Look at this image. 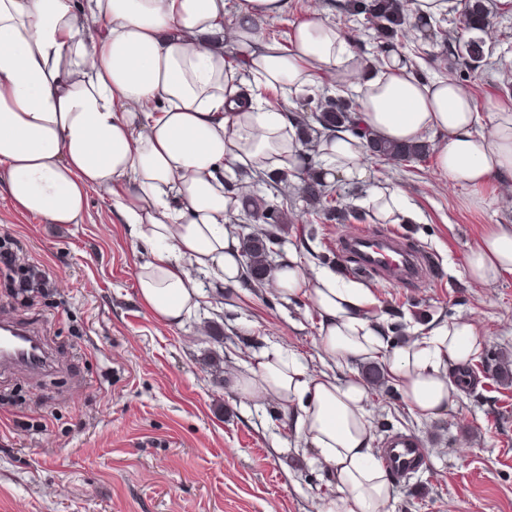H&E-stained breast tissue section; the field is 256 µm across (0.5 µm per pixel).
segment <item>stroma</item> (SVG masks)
Wrapping results in <instances>:
<instances>
[{"label":"stroma","mask_w":512,"mask_h":512,"mask_svg":"<svg viewBox=\"0 0 512 512\" xmlns=\"http://www.w3.org/2000/svg\"><path fill=\"white\" fill-rule=\"evenodd\" d=\"M338 0H290L288 13L260 21L287 42L311 8L355 35L357 54L379 52L372 31L345 17ZM478 73L456 72L478 112L512 106L501 60H512V0H483ZM363 180L336 178L362 206L376 188L397 187L416 220L391 225L316 224L301 198L286 210L278 257L334 271L367 292L381 324L401 321L405 337L453 318L475 321L484 346L464 365L447 414L416 417L391 381L369 391L371 446L388 436L419 439L427 466L394 482L388 512H512V275L486 287L466 273L487 225L512 223V195L486 185L481 203L465 186L440 179L435 154L403 164L365 159ZM362 229L401 233L429 264L426 281L391 283L344 266L336 244ZM0 248L38 269L42 287L21 292L0 273V314L37 327L54 364L41 372L0 371V512H317L335 489L307 438L294 430L293 405L247 400L231 378L254 355L279 348L321 369L317 314L303 297L283 302L247 280L206 287L207 302L180 325L154 318L135 288L151 246L132 235L108 202L90 194L81 224H47L17 213L0 190Z\"/></svg>","instance_id":"obj_1"}]
</instances>
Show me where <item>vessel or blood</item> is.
Masks as SVG:
<instances>
[{
  "label": "vessel or blood",
  "instance_id": "b4317fda",
  "mask_svg": "<svg viewBox=\"0 0 512 512\" xmlns=\"http://www.w3.org/2000/svg\"><path fill=\"white\" fill-rule=\"evenodd\" d=\"M343 250L354 259L357 268L370 274H386L406 281L417 280L421 275L417 253L392 232L383 235L366 231L353 233L345 240ZM50 363V356L35 329L7 318L0 319V369L20 365L43 370ZM381 458L387 472L398 480L426 466L420 442L403 433L388 438Z\"/></svg>",
  "mask_w": 512,
  "mask_h": 512
}]
</instances>
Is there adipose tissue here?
Here are the masks:
<instances>
[{"label": "adipose tissue", "instance_id": "adipose-tissue-1", "mask_svg": "<svg viewBox=\"0 0 512 512\" xmlns=\"http://www.w3.org/2000/svg\"><path fill=\"white\" fill-rule=\"evenodd\" d=\"M288 0H0V188L14 210L49 224H81L90 193L121 223L155 243L136 274L140 302L179 324L200 307L203 282L235 285L241 256L226 228L237 202L224 176L288 171L305 163L284 112L268 111L259 86L297 91L331 80L355 88L359 121L380 140L436 143L443 179L475 190L512 187V110H476L470 89L448 77L424 82L391 60L359 82L347 32L320 14L288 43L266 39L261 20ZM235 12L233 26L224 17ZM325 177L363 180L361 140L347 131L319 146ZM512 273V224H493L471 250L467 275L490 286ZM267 285L303 296L319 318V350L347 366L378 359L416 416L436 419L457 391L449 365L473 361L479 328L459 319L399 344L371 319L363 288L328 270L308 273L288 255ZM247 399L297 404L306 435L336 480L318 512H386L392 484L371 448L367 390L337 382L274 351L234 379Z\"/></svg>", "mask_w": 512, "mask_h": 512}]
</instances>
